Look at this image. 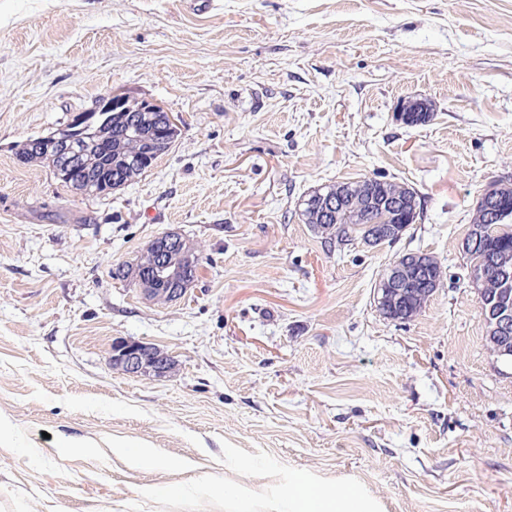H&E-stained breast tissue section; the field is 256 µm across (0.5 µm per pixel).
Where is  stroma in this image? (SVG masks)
Wrapping results in <instances>:
<instances>
[{
    "label": "stroma",
    "mask_w": 512,
    "mask_h": 512,
    "mask_svg": "<svg viewBox=\"0 0 512 512\" xmlns=\"http://www.w3.org/2000/svg\"><path fill=\"white\" fill-rule=\"evenodd\" d=\"M111 94L178 121L148 172L89 196L20 160ZM417 99L432 120L399 121ZM374 176L416 223L330 249L303 196ZM504 177L512 0H0V512H291L304 483L512 512V363L457 283ZM169 230L200 269L160 304L112 271ZM407 252L445 277L399 323L374 287ZM118 338L174 369H112Z\"/></svg>",
    "instance_id": "1"
}]
</instances>
